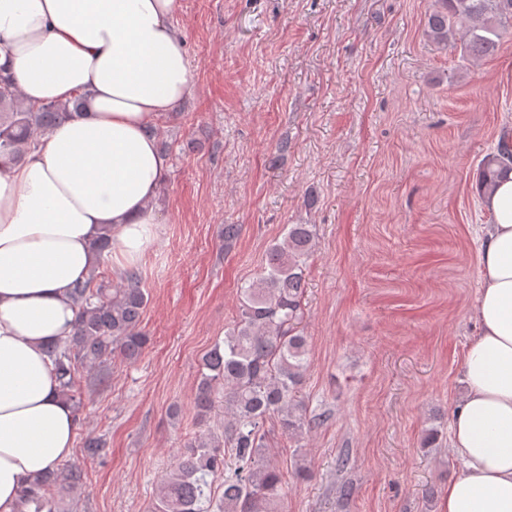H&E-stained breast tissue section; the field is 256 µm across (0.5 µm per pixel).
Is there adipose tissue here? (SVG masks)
I'll return each mask as SVG.
<instances>
[{
	"mask_svg": "<svg viewBox=\"0 0 512 512\" xmlns=\"http://www.w3.org/2000/svg\"><path fill=\"white\" fill-rule=\"evenodd\" d=\"M180 0H0V71L25 103L86 95L87 109L0 160V512H26L22 489L70 457L78 430L45 353L72 332V284L112 232L120 270L158 241L152 203L167 170L146 129L193 94L175 19ZM491 217L451 421L462 474L441 512H512V172L483 199Z\"/></svg>",
	"mask_w": 512,
	"mask_h": 512,
	"instance_id": "adipose-tissue-1",
	"label": "adipose tissue"
}]
</instances>
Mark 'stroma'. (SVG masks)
Wrapping results in <instances>:
<instances>
[{"mask_svg":"<svg viewBox=\"0 0 512 512\" xmlns=\"http://www.w3.org/2000/svg\"><path fill=\"white\" fill-rule=\"evenodd\" d=\"M431 3L181 0L194 93L155 122L173 148L140 263L150 342L86 390L74 445L103 434L110 453L85 461L78 512H147L194 427L199 360L290 224L317 232L300 396L324 422L273 437L284 512H441L490 221L476 178L512 127V38L460 69L423 36ZM225 224L241 227L228 246Z\"/></svg>","mask_w":512,"mask_h":512,"instance_id":"1","label":"stroma"}]
</instances>
